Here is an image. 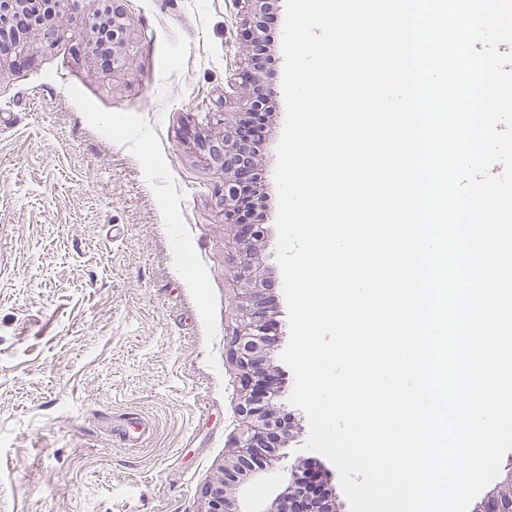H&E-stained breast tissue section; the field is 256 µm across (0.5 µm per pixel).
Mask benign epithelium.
Segmentation results:
<instances>
[{
  "instance_id": "benign-epithelium-1",
  "label": "benign epithelium",
  "mask_w": 512,
  "mask_h": 512,
  "mask_svg": "<svg viewBox=\"0 0 512 512\" xmlns=\"http://www.w3.org/2000/svg\"><path fill=\"white\" fill-rule=\"evenodd\" d=\"M268 2L237 0L249 21L245 32L248 63L234 77L235 84L243 89V95L237 103L235 120L224 124L222 140L202 145L209 161L224 174L218 200L224 210V223L234 228L232 241L238 259V277L246 284L238 296L239 323L233 331L229 357L239 371L245 390L239 413L248 424L246 431L232 441L231 451L224 457V465L219 468L214 481L202 491L203 512H243L237 490L246 480L263 471L276 452L270 441L278 431L277 411L256 398L265 388L279 392L278 378L265 367L267 351L274 346L276 337L271 335L273 327L270 326L267 300L261 288L264 277L257 257L263 231L255 224L241 221L243 200L260 179L261 137L253 133L246 140L244 134L251 126L252 116L265 111L264 105L274 94V90L259 78V60L266 51L261 18ZM125 31L124 11L117 7L112 10L109 64L112 69L126 64V58L120 51ZM0 53L14 57L17 63L24 62L28 58V45L16 35L6 45L0 31ZM312 485L310 480L295 478L261 512H335L328 502L312 494ZM475 512H512V467L500 491Z\"/></svg>"
}]
</instances>
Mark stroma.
Returning <instances> with one entry per match:
<instances>
[{
	"mask_svg": "<svg viewBox=\"0 0 512 512\" xmlns=\"http://www.w3.org/2000/svg\"><path fill=\"white\" fill-rule=\"evenodd\" d=\"M128 63L93 55L101 0H78L52 48L30 36L27 65L0 59V512H202V490L245 422L229 358L243 286L222 177L199 140L220 139L246 67L235 0H120ZM286 6L275 0L261 72L276 91L262 133L255 223L279 336L273 404L295 438L240 490L262 512L292 466L319 474L347 512L336 466L307 449L277 261V145ZM151 429L135 448L118 432Z\"/></svg>",
	"mask_w": 512,
	"mask_h": 512,
	"instance_id": "stroma-1",
	"label": "stroma"
}]
</instances>
